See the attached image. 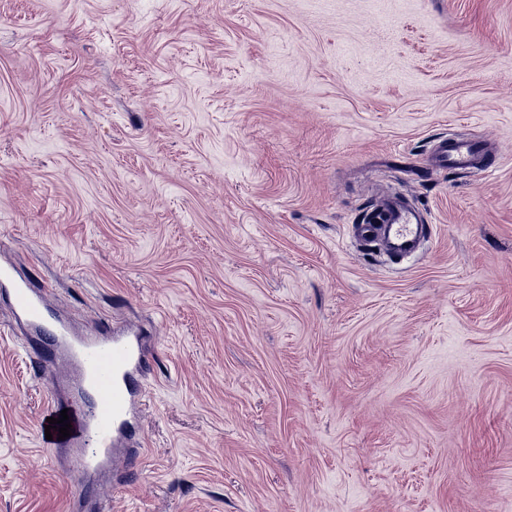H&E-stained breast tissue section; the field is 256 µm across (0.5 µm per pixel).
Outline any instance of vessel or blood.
Returning <instances> with one entry per match:
<instances>
[{"label": "vessel or blood", "instance_id": "obj_1", "mask_svg": "<svg viewBox=\"0 0 512 512\" xmlns=\"http://www.w3.org/2000/svg\"><path fill=\"white\" fill-rule=\"evenodd\" d=\"M497 163L479 140L458 136L439 140L431 154L433 168L471 170ZM430 231L423 216L399 197L383 200L373 219H362L354 235L362 242H380L395 255L417 251ZM0 292L5 293L18 317L36 337H48L53 357L64 360L73 373L74 398L56 402L50 417L67 413L71 434L62 447L72 454L73 468L85 475L110 469L121 447H133L136 403L141 395L138 377L146 370L147 346L136 334L113 332L78 336L55 315L49 291L28 279L15 277L0 265Z\"/></svg>", "mask_w": 512, "mask_h": 512}]
</instances>
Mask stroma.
I'll return each instance as SVG.
<instances>
[{
    "label": "stroma",
    "instance_id": "35a3bbf8",
    "mask_svg": "<svg viewBox=\"0 0 512 512\" xmlns=\"http://www.w3.org/2000/svg\"><path fill=\"white\" fill-rule=\"evenodd\" d=\"M455 133L488 173L426 175ZM430 237L352 224L387 197ZM146 332L80 512H512V0H0V264ZM0 302V512H69ZM369 220L366 214L361 224H354L355 237L365 243L382 242L395 255L406 257L417 251L430 228L423 216L400 197L383 200Z\"/></svg>",
    "mask_w": 512,
    "mask_h": 512
}]
</instances>
